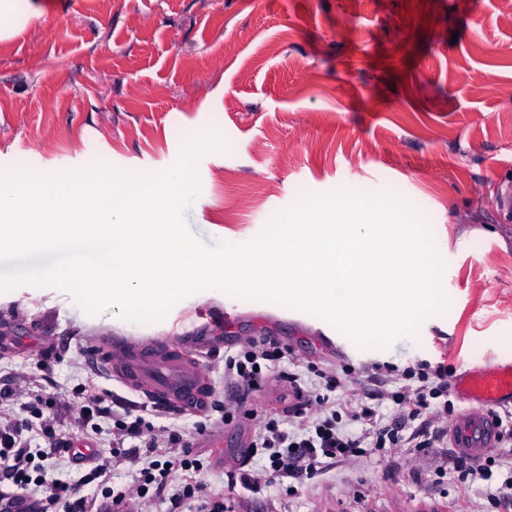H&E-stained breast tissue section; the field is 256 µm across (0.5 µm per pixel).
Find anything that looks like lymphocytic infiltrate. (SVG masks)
Instances as JSON below:
<instances>
[{
	"instance_id": "obj_1",
	"label": "lymphocytic infiltrate",
	"mask_w": 512,
	"mask_h": 512,
	"mask_svg": "<svg viewBox=\"0 0 512 512\" xmlns=\"http://www.w3.org/2000/svg\"><path fill=\"white\" fill-rule=\"evenodd\" d=\"M289 354L276 337L261 336L249 341L235 354L224 358V381L235 402H242L246 391L256 389L263 377L261 362H277ZM409 378L417 379V388L396 393L395 426L391 429H375L371 426L372 409L351 411L353 422L363 424L362 437H352L341 430L333 407L336 390H347L351 381L347 374L335 371L320 372V382L312 390L303 392V400L292 415L298 418L303 429L296 435L281 429L277 419H269L255 432L250 443L251 452L266 450L269 453L271 471L267 474L245 473V482L265 481L298 472L314 474L320 471L325 460L342 461L358 456L363 439H370L373 447L398 444L402 433L410 423L427 419L436 412L431 402L443 398L444 408H451L448 401V380L445 372H429L423 368H405ZM39 430L45 438L42 448L32 447L28 434ZM72 436L58 434L50 418L39 421L18 420L0 415V488L9 493L31 496L33 488H40L49 505H61L63 512H97L104 501H112L119 507L133 508L136 498L152 496L169 502L168 512H224V500L207 495L202 486L187 483L171 487V473L188 471L202 466L194 458L189 435L174 430L168 433L165 444H157L147 433L142 414L124 409L115 421L114 442L111 454L93 449L89 461L90 472L70 481L46 478L41 472L40 460L48 453H65L72 443ZM127 463L136 466L139 485L136 494L114 490L112 469L114 465Z\"/></svg>"
}]
</instances>
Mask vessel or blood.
I'll list each match as a JSON object with an SVG mask.
<instances>
[{
    "mask_svg": "<svg viewBox=\"0 0 512 512\" xmlns=\"http://www.w3.org/2000/svg\"><path fill=\"white\" fill-rule=\"evenodd\" d=\"M105 345L96 355L97 365L129 392L185 414L208 404L203 328L179 340L110 336ZM452 391L463 408L448 427L449 445L457 454L481 459L498 443L495 407L512 403V364L466 370L453 380Z\"/></svg>",
    "mask_w": 512,
    "mask_h": 512,
    "instance_id": "b4317fda",
    "label": "vessel or blood"
}]
</instances>
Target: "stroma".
Here are the masks:
<instances>
[{
	"instance_id": "1",
	"label": "stroma",
	"mask_w": 512,
	"mask_h": 512,
	"mask_svg": "<svg viewBox=\"0 0 512 512\" xmlns=\"http://www.w3.org/2000/svg\"><path fill=\"white\" fill-rule=\"evenodd\" d=\"M205 130L225 146L197 165L187 220L204 243L246 242L307 193L390 191L447 252V309L424 320L417 341L360 348L318 317L225 292L199 291L138 324L112 309L87 313L68 291L21 285L0 291V329L21 337L0 348V385L17 390L0 412L25 419L37 409L58 433L77 432L84 386L106 406L138 402L90 374L86 359L105 336L207 324L215 410L151 417L150 434L220 427L224 448L196 449L202 469L177 471L175 483L223 494L228 512H512L495 498L512 476V447L494 449L491 480L466 479L447 414L412 423L436 433L429 448L365 447L312 476L227 484L268 465L250 453L255 431L284 417L295 388L315 387L320 371H350L337 410L371 407L384 427L391 393L410 384L404 368L441 366L453 378L512 362V350L492 344L512 333V221L498 207L512 189V19L502 0H0V173L98 162L156 173ZM263 333L294 360L266 369L224 421V357ZM287 370L297 387L282 380Z\"/></svg>"
}]
</instances>
